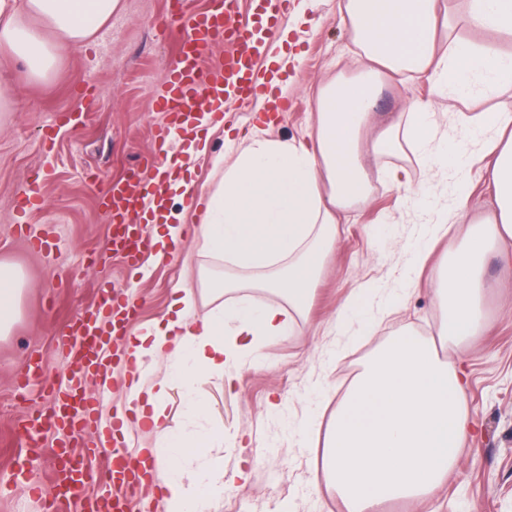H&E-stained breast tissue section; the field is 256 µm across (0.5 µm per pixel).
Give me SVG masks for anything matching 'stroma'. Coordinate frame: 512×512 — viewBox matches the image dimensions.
Listing matches in <instances>:
<instances>
[{
  "label": "stroma",
  "mask_w": 512,
  "mask_h": 512,
  "mask_svg": "<svg viewBox=\"0 0 512 512\" xmlns=\"http://www.w3.org/2000/svg\"><path fill=\"white\" fill-rule=\"evenodd\" d=\"M338 0H322L315 10L299 12L300 0H288L284 20L293 31L281 46L297 57L287 66L285 91L294 104L266 122L267 107L253 101L224 105V122L202 129L206 153L186 171L206 201L219 179L212 173L216 157L252 134L275 139H309L316 128L315 97L319 86L335 76L337 62H352L355 47L337 13ZM210 0H184L174 17L173 0H123V8L86 46L72 49L46 83L28 82L0 72V261L23 268L26 286L22 314L10 336L0 339V512H51L54 434L42 438L40 457L30 461L24 420L46 411L50 399L40 388L20 395L17 381L30 360L42 363L48 381L68 373L58 345L62 332L82 309L96 303L103 287L131 294L137 315L130 331L161 318L181 280L182 259L192 254L208 279H220L225 267L186 234L158 264L141 259L127 265L108 252L112 233L101 197L111 183L131 171L152 177L157 151L154 112L167 66L176 57V28L206 11ZM436 112L440 123L455 124L447 101L431 95L428 83L410 77L385 88L376 118L389 121L411 101ZM36 185L41 202L27 218L26 232L16 228L18 192ZM403 189L376 185L371 201L352 211L339 225L336 248L314 292L310 311L294 335L262 349L256 366L244 367L233 389L214 381L199 392L208 404L207 419L223 424L226 436L238 435L241 446L224 451L228 470L241 471L236 490L226 495L219 512H277L291 499L296 512H342L335 493L312 494L308 479L317 462L303 448L294 429L316 385L335 410L363 362L392 332L410 327L434 333L441 312L430 285L438 257H431L414 291L385 316L371 336L342 335L334 329L337 309L356 291L372 287L383 297L399 286L406 247L422 231L420 209L403 208ZM48 239L45 251L33 250L30 238ZM495 287L485 298L486 332L446 356L468 375L467 398L472 438L469 456L447 482L425 500L385 502L376 512H512V244L503 245L488 263ZM116 401L103 404L95 424L72 451L84 458L94 475L80 496L65 501L64 512H83L86 500L106 491L99 475L112 466L103 437L112 435Z\"/></svg>",
  "instance_id": "1"
}]
</instances>
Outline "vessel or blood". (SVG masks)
Here are the masks:
<instances>
[{
  "label": "vessel or blood",
  "mask_w": 512,
  "mask_h": 512,
  "mask_svg": "<svg viewBox=\"0 0 512 512\" xmlns=\"http://www.w3.org/2000/svg\"><path fill=\"white\" fill-rule=\"evenodd\" d=\"M253 16L240 19L237 0H212L209 10L192 16L178 35L179 51L166 71L156 97V109L163 115L155 137L161 152L154 162L155 174L145 180L133 175L113 183L104 195V213L109 223L123 226L125 233L114 239L113 250L121 252L129 264H136L153 247L147 230L165 209L167 196V151L186 134L201 110L220 113L226 100L246 101L264 90L255 75V61L261 55L267 38L273 35L282 19L286 0H252ZM223 40L227 51L223 59L207 66L204 53L216 40ZM111 291H102L97 306L88 308L69 325L66 345L71 363L66 386L50 385L52 414L32 419L26 431L29 447H39V435L47 428L61 432V447H70L88 424L94 420L96 408L92 398H82L77 409H70L73 391L82 389L84 372L99 365L101 352L111 337L123 332L131 314L126 305H113ZM121 465L108 471L103 480L106 494L94 502L90 512H127L128 493L144 478L140 462L132 449L114 448ZM88 473L79 467L58 473L54 501H61L73 484L85 482Z\"/></svg>",
  "instance_id": "1"
}]
</instances>
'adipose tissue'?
I'll return each instance as SVG.
<instances>
[{"label":"adipose tissue","instance_id":"1","mask_svg":"<svg viewBox=\"0 0 512 512\" xmlns=\"http://www.w3.org/2000/svg\"><path fill=\"white\" fill-rule=\"evenodd\" d=\"M454 2L340 0L359 61L320 87L315 134L307 142L252 135L225 165L196 235L212 257L250 273L253 287L283 303L231 299L192 320L196 273L189 267L166 316L136 333L130 345L136 368L121 392L156 459L162 512H214L235 490L224 466L223 426L193 424L206 411L197 386L212 379L233 386L263 348L292 333L336 246L341 217L370 200L374 182L401 185V169L387 166L386 158L413 155L429 175L406 189V199L439 194L448 138L425 105L410 102L392 123L372 129L384 86L412 76L425 77L457 115L456 198L431 216L412 257L413 269H421L451 225H467L435 284L442 320L433 338L408 327L393 333L363 364L330 422L313 407L299 436L323 433L311 489L335 490L346 512L421 499L462 459L464 375L439 349L461 346L486 325L485 296L493 287L486 261L512 239V111L468 116L460 106L512 86V53L495 42L512 36V0H465L464 21L485 33L482 41L456 34ZM121 7L122 0H0V66L18 63L28 81H45ZM367 152L378 161L372 174L363 164ZM476 179L493 199L485 217L469 212L467 188ZM24 285V271L0 261V337L19 317ZM175 388L190 420L180 428L168 423L166 400Z\"/></svg>","mask_w":512,"mask_h":512}]
</instances>
